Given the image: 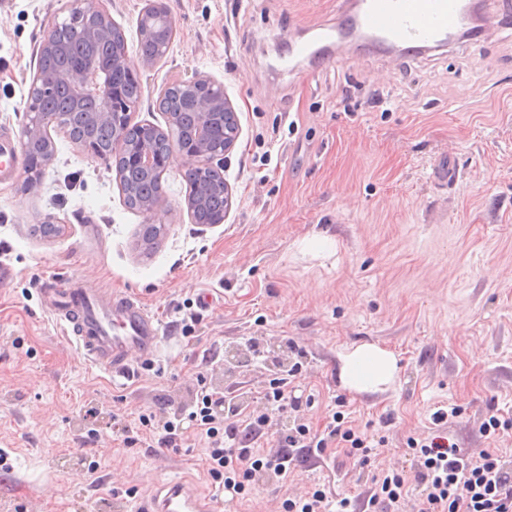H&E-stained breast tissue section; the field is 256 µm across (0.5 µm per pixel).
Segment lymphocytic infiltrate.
Here are the masks:
<instances>
[{
	"instance_id": "obj_1",
	"label": "lymphocytic infiltrate",
	"mask_w": 512,
	"mask_h": 512,
	"mask_svg": "<svg viewBox=\"0 0 512 512\" xmlns=\"http://www.w3.org/2000/svg\"><path fill=\"white\" fill-rule=\"evenodd\" d=\"M301 372L297 362L268 381L262 392L266 411L260 415L198 377L190 403L164 420L153 411L140 413L135 428H123L121 442L127 448L151 442L175 450L185 433H192L206 451L208 476L232 503L248 496L263 474L287 479L303 455L323 457L340 447L359 465L369 466L377 450L374 438L351 426L341 398L321 426H297L279 435L277 451H265L268 417L293 405V384ZM449 416L447 409H438L432 415L435 435L410 441L417 459L414 475L401 470L372 475L355 502L331 484H318L307 496L285 499L283 512H348L353 505L358 512H401L414 486L419 489L417 512H512V467L496 451L469 455L450 443L442 435Z\"/></svg>"
}]
</instances>
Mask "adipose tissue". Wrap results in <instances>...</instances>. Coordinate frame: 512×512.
<instances>
[{"mask_svg":"<svg viewBox=\"0 0 512 512\" xmlns=\"http://www.w3.org/2000/svg\"><path fill=\"white\" fill-rule=\"evenodd\" d=\"M399 365L395 354L373 343L347 348L340 356L339 379L359 394H376L394 387Z\"/></svg>","mask_w":512,"mask_h":512,"instance_id":"1","label":"adipose tissue"}]
</instances>
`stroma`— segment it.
<instances>
[{
	"mask_svg": "<svg viewBox=\"0 0 512 512\" xmlns=\"http://www.w3.org/2000/svg\"><path fill=\"white\" fill-rule=\"evenodd\" d=\"M177 28L165 57L141 69L132 122L165 126L167 83L223 84L239 135L224 158L223 223H192L185 164L162 178L166 231L144 251V214L123 201L116 171L54 132L55 157L35 189L24 163L0 179V512H138L152 485L181 479L216 497L205 450L126 448L113 433L141 411L187 404L198 374L260 393L279 363L302 362L300 407L272 416L270 437L322 424L344 398L355 426L384 435L372 469L305 460L287 483L263 476L222 512H281L285 496L338 479L354 497L373 470H411V439L438 407L460 406L447 437L512 466V20L488 43L402 56L353 47L313 66L292 62L288 36L335 23L345 0H163ZM70 0H0V134L20 138L39 50ZM448 167L449 183L434 179ZM61 230L42 237L46 217ZM80 286L130 297L157 314L161 374L119 378L90 365L45 308ZM191 339L173 326L202 295ZM361 343L393 352L382 394L339 380L338 355ZM212 364H204L206 356ZM95 474H88V466Z\"/></svg>",
	"mask_w": 512,
	"mask_h": 512,
	"instance_id": "obj_1",
	"label": "stroma"
}]
</instances>
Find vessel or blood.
<instances>
[{
  "instance_id": "obj_1",
  "label": "vessel or blood",
  "mask_w": 512,
  "mask_h": 512,
  "mask_svg": "<svg viewBox=\"0 0 512 512\" xmlns=\"http://www.w3.org/2000/svg\"><path fill=\"white\" fill-rule=\"evenodd\" d=\"M512 0H351V11L314 40L292 45L295 56L312 61L331 54L350 33L392 49L454 47L468 39L495 36ZM50 314L66 324L94 366L116 375L154 359L161 340L155 317L130 298L104 297L91 288L55 296ZM221 502L197 496L181 480L153 487L142 512H220Z\"/></svg>"
}]
</instances>
